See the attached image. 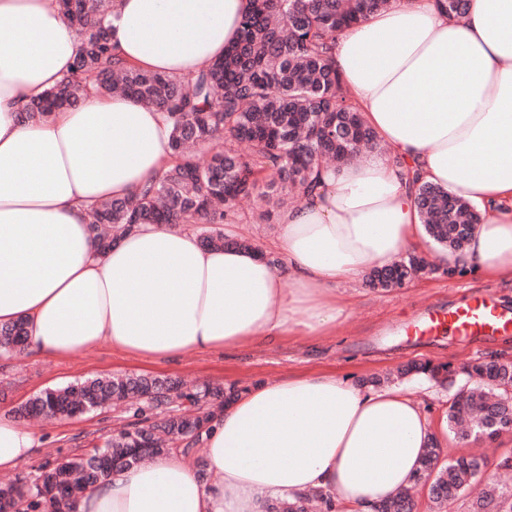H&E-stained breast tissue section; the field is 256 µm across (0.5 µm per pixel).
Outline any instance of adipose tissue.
<instances>
[{
    "mask_svg": "<svg viewBox=\"0 0 512 512\" xmlns=\"http://www.w3.org/2000/svg\"><path fill=\"white\" fill-rule=\"evenodd\" d=\"M248 8L115 0L112 49L122 63L188 78L223 57ZM79 49L52 0H0V323L25 319L29 351L69 357L108 342L163 360L329 335L344 315L338 285L427 247L398 157L483 215L463 251L436 261L512 283V0H472L461 20L434 0H392L339 34L332 66L388 152L322 169L263 252L206 248L193 228L165 224L98 252L90 208L160 176L170 126L122 93L22 123ZM447 436L394 386L329 373L261 381L210 421L206 477L173 450L104 476L75 512H267L312 492L335 512H368L408 487L430 441ZM35 444L0 415V471L29 461Z\"/></svg>",
    "mask_w": 512,
    "mask_h": 512,
    "instance_id": "ef3b65f1",
    "label": "adipose tissue"
}]
</instances>
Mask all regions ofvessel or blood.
I'll return each instance as SVG.
<instances>
[{"instance_id": "vessel-or-blood-1", "label": "vessel or blood", "mask_w": 512, "mask_h": 512, "mask_svg": "<svg viewBox=\"0 0 512 512\" xmlns=\"http://www.w3.org/2000/svg\"><path fill=\"white\" fill-rule=\"evenodd\" d=\"M512 332V310L481 293H472L448 311L430 312L413 328L416 336H432L443 332L452 336L474 338L498 336Z\"/></svg>"}]
</instances>
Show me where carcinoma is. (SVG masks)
Returning a JSON list of instances; mask_svg holds the SVG:
<instances>
[{"label": "carcinoma", "instance_id": "carcinoma-1", "mask_svg": "<svg viewBox=\"0 0 512 512\" xmlns=\"http://www.w3.org/2000/svg\"><path fill=\"white\" fill-rule=\"evenodd\" d=\"M59 2L82 47L70 75L31 102L21 121H45L93 88L104 95L131 94L164 111L172 126V161L162 176L131 196L92 208L89 228L102 253L140 224H194L206 246L251 248L246 238H224V225L235 222L239 200L254 196L262 201L271 194L282 196L284 203L290 196L301 200L312 191L320 168L379 146L332 67L330 53L344 28L388 8L390 0H253L241 20L238 41L224 51V58L203 65L189 79L114 65L106 22L114 0ZM436 2L456 19L470 5V0ZM415 201L430 241L441 249L463 250L482 221L464 199L434 184H419ZM427 268L425 258L414 253L373 271L368 282L392 291ZM27 337L21 320L0 325V355L23 350ZM463 373L479 387L454 394L448 430L463 439L498 436L512 422V361L481 357L464 366ZM400 374L451 383L456 371L448 364L414 361ZM237 392L233 386L191 390L179 381L144 375L88 378L44 391L17 410L19 417H74L132 396L146 398L149 406L137 408L135 421L95 450L99 467L83 456L48 461L33 483L0 487V512L20 495L26 496L29 512H46L50 504L53 512H64L101 476L139 462L133 458L135 448L157 454L167 445H181L191 453L204 443L210 418ZM174 400L197 413L146 415V410ZM441 455L439 444L431 442L415 478V485L427 488L439 506L458 498L488 468L480 458L461 455L439 470ZM414 507L406 488L372 506V512H414Z\"/></svg>", "mask_w": 512, "mask_h": 512}]
</instances>
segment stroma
I'll use <instances>...</instances> for the list:
<instances>
[{"mask_svg":"<svg viewBox=\"0 0 512 512\" xmlns=\"http://www.w3.org/2000/svg\"><path fill=\"white\" fill-rule=\"evenodd\" d=\"M479 292L512 309V287L471 275L454 278L428 273L408 287L384 292L361 285L340 286L336 295L346 318L333 336L317 342L291 337L235 351L188 352L174 361L130 356L108 343L67 358L25 352L0 357V413L11 414L33 396L75 381L101 375H148L213 386L244 388L288 375L333 373L357 384L369 383L412 361L430 360L462 367L490 355L512 360V333L489 340L468 341L448 335L419 338L411 329L425 314L451 308L464 295ZM132 419L126 406L114 405L77 418L32 424L37 445L30 461L0 471V483L17 478L33 481L46 458L83 455ZM472 453L489 467L512 456V432L495 440L462 443L448 438L443 455Z\"/></svg>","mask_w":512,"mask_h":512,"instance_id":"stroma-1","label":"stroma"}]
</instances>
